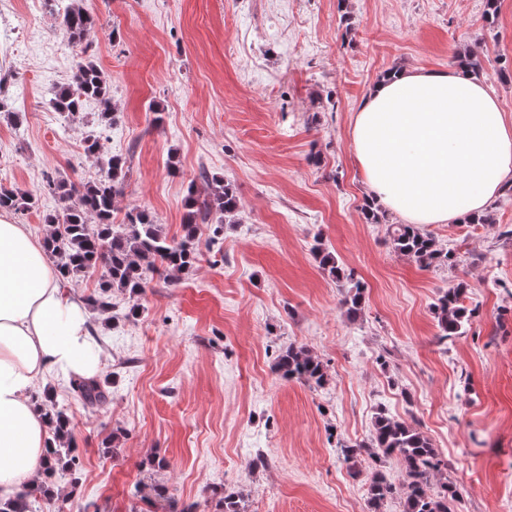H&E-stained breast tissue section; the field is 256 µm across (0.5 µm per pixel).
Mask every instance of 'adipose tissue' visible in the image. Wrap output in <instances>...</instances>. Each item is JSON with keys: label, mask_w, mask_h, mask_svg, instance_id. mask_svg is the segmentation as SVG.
<instances>
[{"label": "adipose tissue", "mask_w": 512, "mask_h": 512, "mask_svg": "<svg viewBox=\"0 0 512 512\" xmlns=\"http://www.w3.org/2000/svg\"><path fill=\"white\" fill-rule=\"evenodd\" d=\"M350 138L376 203L416 226L481 213L512 186V123L486 85L457 70L379 79ZM85 308L59 286L43 239L0 213V499L42 474L49 435L35 397L46 373L92 376Z\"/></svg>", "instance_id": "ef3b65f1"}]
</instances>
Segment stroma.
<instances>
[{
    "instance_id": "stroma-1",
    "label": "stroma",
    "mask_w": 512,
    "mask_h": 512,
    "mask_svg": "<svg viewBox=\"0 0 512 512\" xmlns=\"http://www.w3.org/2000/svg\"><path fill=\"white\" fill-rule=\"evenodd\" d=\"M97 19L88 52L110 79L111 126L96 104L79 120L49 105L76 51L62 0H13L0 11V186L40 195L15 223L48 232L58 207L47 178L82 185L101 174L83 142L126 159L119 212L147 209L181 233L199 169L232 182L240 209L220 233L203 227L188 272L150 280L140 314L112 294L88 313L112 399L91 410L68 377L49 374L70 416L81 481L56 482L43 512H216L242 492L245 512H369V462L352 475L342 446L368 440L386 414L418 422L460 485L457 512H512V199L488 224H428L457 265L420 267L387 236L398 218L367 221L350 141L352 115L392 68L448 70L466 48L512 120V0L495 24L486 0H86ZM199 196L205 185L196 184ZM340 277L323 271L316 244ZM364 286L350 319L340 301ZM474 314L440 340L433 305L458 282ZM326 366L316 387L275 370L288 345ZM164 460L151 469V459ZM163 496L133 497L135 485Z\"/></svg>"
}]
</instances>
